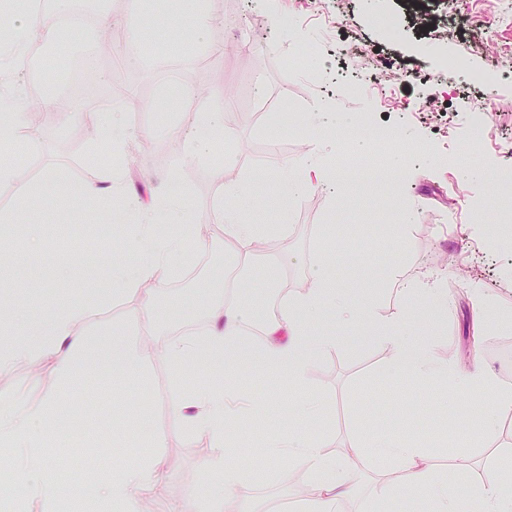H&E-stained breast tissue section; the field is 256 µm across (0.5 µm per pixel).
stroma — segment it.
<instances>
[{
  "label": "stroma",
  "instance_id": "stroma-1",
  "mask_svg": "<svg viewBox=\"0 0 512 512\" xmlns=\"http://www.w3.org/2000/svg\"><path fill=\"white\" fill-rule=\"evenodd\" d=\"M305 3L140 0L143 43L159 50V57L117 65L97 52L94 60V95L114 99L132 133L108 158L92 122L94 95L80 94L76 82L55 80L46 71L40 81H26L22 104L62 97L74 109L49 112L35 133L34 154H0V164L18 165L21 184L52 172L73 185L97 182L113 163L121 166L128 192L144 204L162 205L182 192L208 231L193 245L182 273L162 278L151 297L155 319L148 323L140 316L141 296H121L113 288L114 268H132L149 257L134 246L136 226L121 204L94 209L63 195L22 205L14 196H0V250L37 267L28 278L0 280V336L24 332L41 308L72 298L91 309L78 330L90 353H97L116 328L135 342L158 347L175 336L178 326L192 322L197 331L209 328V308L224 297L225 269L231 266L239 284L235 298L242 338L251 343L258 319L326 273L352 302L369 305L377 319L388 320L410 307L412 331L431 339L451 367L480 364L512 390V322L500 318L512 313V237L493 233L503 214L501 200L512 192V161L494 144L496 137H512V73L496 86L476 89L465 76L442 68L443 60L460 55L468 56L472 69L489 67L501 50L512 47V23L498 21L486 0H342L327 26L307 12ZM84 5L89 21L55 50L58 65L68 69L101 41V15L125 29L131 3L85 0ZM200 11L212 18L203 29L194 25ZM288 15L296 18L295 26L283 25ZM309 42L323 43L325 54L313 65L333 77L391 56L406 67L384 93H340L289 69V57ZM213 92L229 99L220 118L225 137L212 153L186 160L195 114L208 107ZM479 105L489 110L494 138L476 147L467 120ZM317 120L347 128L375 122L398 127L397 190L386 187L361 199L348 180L340 179L286 200L265 187L264 172L281 173L306 157H317L327 167L336 162L323 133L308 140L300 136L301 128ZM243 180L250 185L244 219L271 232L266 249L245 267L236 244L213 219L227 199V187ZM405 210L413 213L411 222H401ZM100 224L114 227L105 249H66L67 238L91 239ZM408 268L442 275L448 310L440 319H422L424 300L406 299L389 288L390 272ZM475 287L493 306L478 332L472 325ZM319 327L339 336L341 344L314 361L302 388L286 381L272 387L247 372L226 381L204 364L188 370L185 387L200 389L223 380L239 398L243 416L234 424L239 439L227 450L231 462L246 465L260 446L298 429L322 438L328 452L342 460L350 459L357 439L376 432L400 440L444 438L449 449L466 451L473 463L460 475L447 452L432 459L438 475L463 500L495 458L512 448V410L499 413L483 437L469 434L475 409L492 402L487 393L454 396L441 384L395 377L390 345L358 343L351 328L331 317ZM53 366L45 359L0 377V400L55 401L80 417L73 446L58 448L50 436L42 440L45 466L72 484L76 463L103 454L107 460L92 478L99 484L113 472L138 465L143 448L158 439L166 479L151 512L168 506L203 512L220 482L219 475L205 469L211 441L185 436L170 370L161 357L137 376L91 373L71 385L53 378ZM306 391L319 398L322 414L302 424L291 407ZM310 488L305 469L267 459L254 477L225 493L223 512H271L277 499L301 512Z\"/></svg>",
  "mask_w": 512,
  "mask_h": 512
}]
</instances>
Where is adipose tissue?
<instances>
[{
  "label": "adipose tissue",
  "mask_w": 512,
  "mask_h": 512,
  "mask_svg": "<svg viewBox=\"0 0 512 512\" xmlns=\"http://www.w3.org/2000/svg\"><path fill=\"white\" fill-rule=\"evenodd\" d=\"M59 19L37 17L16 9L12 0H0V139L13 137L25 128L27 110L19 105L13 94V83L20 77V58L25 55L32 37L46 44H54L68 37ZM68 191L75 200L95 205L103 199L119 196L122 186L116 180L107 185L94 182L68 188L58 175H50L41 184L30 188L33 196ZM232 204L219 209L217 219L224 225L226 236L237 244L243 255H250L254 243L261 235L255 224L240 220L234 211L235 200L248 194L247 184L231 189ZM168 220L178 231L159 246L153 247L152 258L130 273L116 276L120 291H139L147 283L159 280L160 271L179 272L188 260L189 241L203 234L186 203L170 206ZM389 286L403 296L423 295L432 299L428 312L440 314L438 300L441 295L437 280L418 272L398 270L389 278ZM333 308L344 324L353 325L369 320L368 308L353 305L341 289L326 278L312 279L307 288L293 299L282 302L276 317L262 326V339L258 346L241 350L242 334L240 308L232 301L215 302L209 311L211 326L201 336H176L166 342L157 354L167 363L180 400L178 407L185 413L184 429L188 437L206 436L213 450L206 462L209 472L219 474L221 484L208 502L214 512L223 506L225 492L245 482L248 474L238 466L229 464L224 452V436L231 423L230 398L220 387L187 390L183 377L188 366L205 363L213 369L232 375L242 369L253 370L272 384L288 380L300 385L306 372L318 356L338 347L336 336L318 333L312 328L314 319L326 308ZM90 315L79 301L58 304L43 321L25 337L0 339V376L14 371L22 363H35L45 357L55 359V379L62 384L76 381L87 363V354L79 328ZM408 315H398L376 324L379 341L392 346L395 352L394 372L402 378L437 383L449 382L462 390L480 389L491 393L497 406L512 405V392L503 389L497 379L481 370L452 369L438 360L433 346L409 330ZM112 355L105 368L115 372L144 369L153 354L150 348L129 341L121 331H114L108 339ZM49 406H32L23 399L0 402V445L7 448H38L46 433ZM268 455L284 458L304 467L310 474L313 491L304 505V512H332L336 503L353 494L355 485L351 477L352 465L337 460L324 449L321 440L300 431L287 438L267 443ZM434 448L431 444L403 442L387 433L371 440L361 441L353 448L355 457L366 455L391 464L400 473L398 485H380L371 504L373 512H388L395 490L417 492L432 502L434 512H460L456 496L448 491V483L441 479L430 465ZM29 468L38 470L39 476L31 485L30 493L43 505L44 512H53L62 501L78 504L79 512H97V505L112 507L113 512H144V505L152 498L164 477L160 457L153 456L136 468L107 479L91 496L79 494L74 487L61 480L53 471L42 467L38 457H31ZM512 481V462L494 464L482 481L469 488L471 512H512V498L502 493L504 480Z\"/></svg>",
  "instance_id": "obj_1"
}]
</instances>
